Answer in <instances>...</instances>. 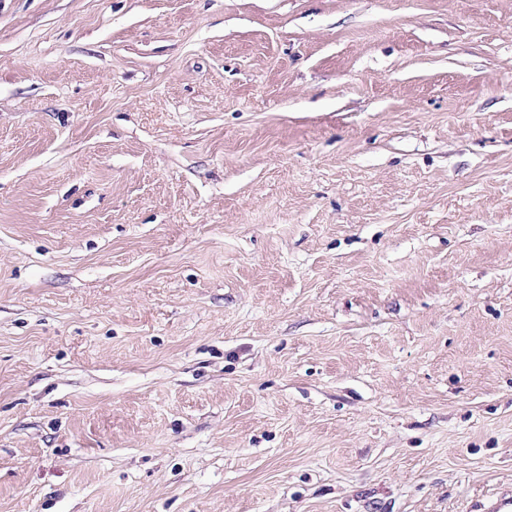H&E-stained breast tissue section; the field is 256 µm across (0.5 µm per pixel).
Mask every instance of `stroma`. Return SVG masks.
<instances>
[{
	"label": "stroma",
	"mask_w": 512,
	"mask_h": 512,
	"mask_svg": "<svg viewBox=\"0 0 512 512\" xmlns=\"http://www.w3.org/2000/svg\"><path fill=\"white\" fill-rule=\"evenodd\" d=\"M512 493V0H0V512Z\"/></svg>",
	"instance_id": "1"
}]
</instances>
